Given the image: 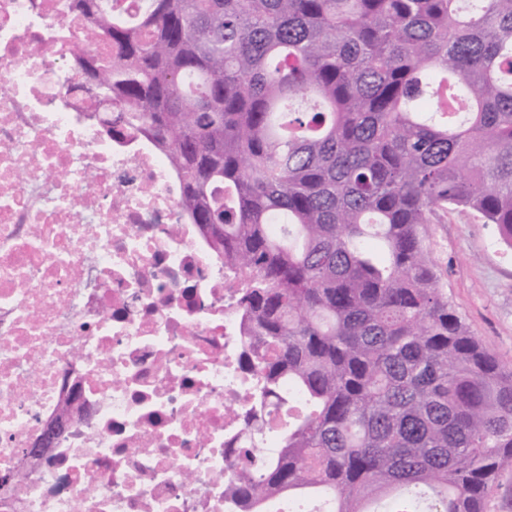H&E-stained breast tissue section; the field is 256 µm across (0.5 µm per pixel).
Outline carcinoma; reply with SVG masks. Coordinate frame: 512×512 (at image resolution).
I'll return each instance as SVG.
<instances>
[{"mask_svg":"<svg viewBox=\"0 0 512 512\" xmlns=\"http://www.w3.org/2000/svg\"><path fill=\"white\" fill-rule=\"evenodd\" d=\"M121 48L99 100L163 146L217 224L262 415L241 512H485L512 471V366L473 336L426 245L450 210L512 248V0H68ZM265 512H332L327 502L307 500L292 502L288 496H273L266 503Z\"/></svg>","mask_w":512,"mask_h":512,"instance_id":"1","label":"carcinoma"}]
</instances>
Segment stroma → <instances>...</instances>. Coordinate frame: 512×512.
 I'll use <instances>...</instances> for the list:
<instances>
[{
	"mask_svg": "<svg viewBox=\"0 0 512 512\" xmlns=\"http://www.w3.org/2000/svg\"><path fill=\"white\" fill-rule=\"evenodd\" d=\"M441 288L482 346L512 366V249L495 225L451 211L429 227Z\"/></svg>",
	"mask_w": 512,
	"mask_h": 512,
	"instance_id": "obj_1",
	"label": "stroma"
}]
</instances>
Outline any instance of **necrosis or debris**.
Masks as SVG:
<instances>
[{
  "mask_svg": "<svg viewBox=\"0 0 512 512\" xmlns=\"http://www.w3.org/2000/svg\"><path fill=\"white\" fill-rule=\"evenodd\" d=\"M64 2L0 0V512H238L231 451L259 388L241 279L166 152L108 136L70 89L109 47Z\"/></svg>",
  "mask_w": 512,
  "mask_h": 512,
  "instance_id": "4bbe7bcc",
  "label": "necrosis or debris"
}]
</instances>
